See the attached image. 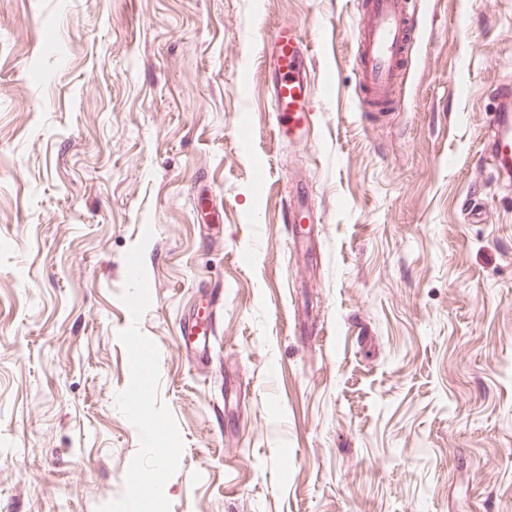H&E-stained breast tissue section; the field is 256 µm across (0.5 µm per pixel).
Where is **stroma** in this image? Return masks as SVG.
<instances>
[{
  "mask_svg": "<svg viewBox=\"0 0 512 512\" xmlns=\"http://www.w3.org/2000/svg\"><path fill=\"white\" fill-rule=\"evenodd\" d=\"M414 2L377 120L355 0H0V512H140L134 480L154 512H512V182L482 146L512 0ZM263 52L273 73L270 94L274 110L288 124H280L274 134L307 130L312 121L309 44L295 26L284 23L267 36Z\"/></svg>",
  "mask_w": 512,
  "mask_h": 512,
  "instance_id": "1",
  "label": "stroma"
}]
</instances>
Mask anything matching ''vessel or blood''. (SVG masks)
<instances>
[{"label": "vessel or blood", "instance_id": "vessel-or-blood-1", "mask_svg": "<svg viewBox=\"0 0 512 512\" xmlns=\"http://www.w3.org/2000/svg\"><path fill=\"white\" fill-rule=\"evenodd\" d=\"M420 28L407 0H358L354 68L357 87L375 111L396 104V90ZM263 52L273 73V106L284 119L278 133L308 129L312 121V55L308 43L295 26L284 23L268 35ZM492 96L494 109L484 151L499 175L505 176L512 173V79L497 83Z\"/></svg>", "mask_w": 512, "mask_h": 512}]
</instances>
